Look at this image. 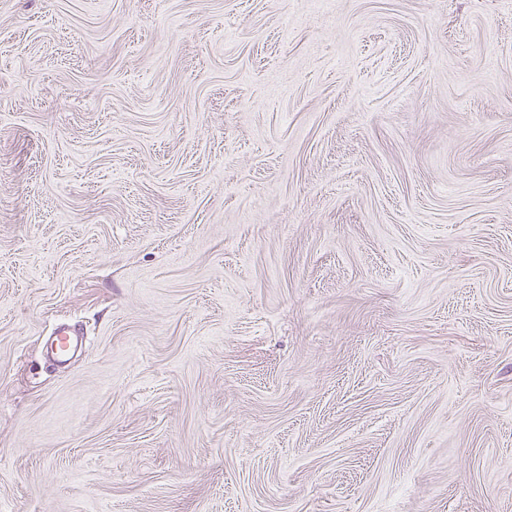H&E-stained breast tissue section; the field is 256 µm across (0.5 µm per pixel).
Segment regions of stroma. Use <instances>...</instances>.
I'll list each match as a JSON object with an SVG mask.
<instances>
[{
  "mask_svg": "<svg viewBox=\"0 0 512 512\" xmlns=\"http://www.w3.org/2000/svg\"><path fill=\"white\" fill-rule=\"evenodd\" d=\"M0 512H512V0H0Z\"/></svg>",
  "mask_w": 512,
  "mask_h": 512,
  "instance_id": "obj_1",
  "label": "stroma"
}]
</instances>
